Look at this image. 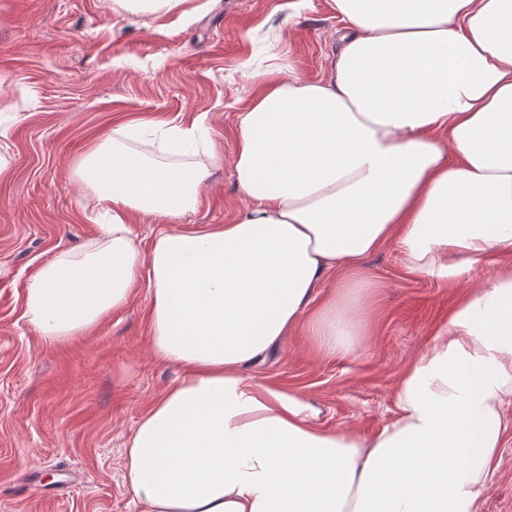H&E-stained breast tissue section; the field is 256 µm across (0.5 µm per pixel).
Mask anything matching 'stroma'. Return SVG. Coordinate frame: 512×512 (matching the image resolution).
<instances>
[{
  "label": "stroma",
  "mask_w": 512,
  "mask_h": 512,
  "mask_svg": "<svg viewBox=\"0 0 512 512\" xmlns=\"http://www.w3.org/2000/svg\"><path fill=\"white\" fill-rule=\"evenodd\" d=\"M331 0H184L168 12L112 0H0V512H138L123 450L139 419L180 377L151 350V290L65 343L25 314L40 267L98 239L99 206L74 174L117 125L189 126L206 113L197 160L210 178L190 224L229 223L244 204L231 161L255 71L329 78L340 49ZM373 288L348 348L325 353L300 327L251 373L301 391L329 430L375 431L392 418L404 368L423 354L463 285L408 273L388 246L363 264ZM478 512H512V436L489 465Z\"/></svg>",
  "instance_id": "1"
}]
</instances>
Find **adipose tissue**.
Returning a JSON list of instances; mask_svg holds the SVG:
<instances>
[{
	"label": "adipose tissue",
	"mask_w": 512,
	"mask_h": 512,
	"mask_svg": "<svg viewBox=\"0 0 512 512\" xmlns=\"http://www.w3.org/2000/svg\"><path fill=\"white\" fill-rule=\"evenodd\" d=\"M331 2L330 78L255 75L231 223L172 228L209 170L137 150L142 127L122 124L76 170L110 214L100 243L27 288L38 335L65 342L127 305L149 266L150 346L181 377L128 440L139 512H477L512 434V0ZM138 215L164 227L147 253ZM388 244L431 278L456 279L462 257L493 275L400 375L390 422L331 431L249 369L303 323L343 347L342 308L368 286L357 269ZM333 273L342 292L313 308Z\"/></svg>",
	"instance_id": "1"
}]
</instances>
